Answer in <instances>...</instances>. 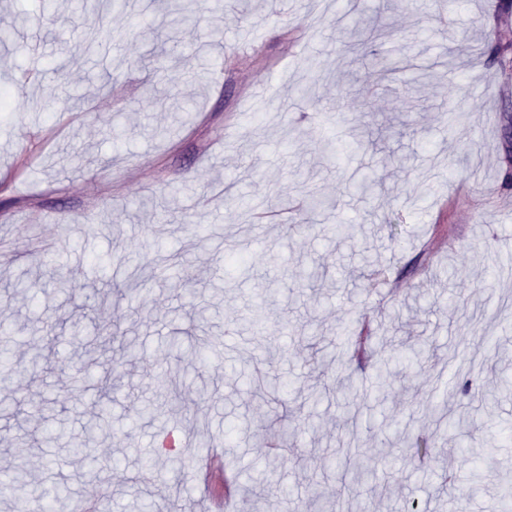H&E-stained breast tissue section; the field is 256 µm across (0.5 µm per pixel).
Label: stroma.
<instances>
[{"instance_id": "35a3bbf8", "label": "stroma", "mask_w": 512, "mask_h": 512, "mask_svg": "<svg viewBox=\"0 0 512 512\" xmlns=\"http://www.w3.org/2000/svg\"><path fill=\"white\" fill-rule=\"evenodd\" d=\"M177 2L195 8V27L176 23ZM223 2L56 0L59 16L37 27L19 18L40 0H0V89L12 98L0 111V325L12 357L0 368V475L25 453L32 480L66 484L56 512L89 495L99 512L209 495L226 512H296L312 488L336 496L318 461L336 456L350 380L388 428L358 448L389 460L370 512L412 499L420 512H494L512 486V393L487 403L453 387L512 378V192L500 188L512 165V8L367 0L380 9L378 50L408 56L404 73L383 77L346 49L351 0ZM319 61L327 81L296 101ZM326 135L364 146L329 161ZM299 167L332 204L309 235L297 230ZM366 173L379 182L368 201L355 186ZM313 264L326 277L309 287ZM136 268L137 289L123 292ZM257 296L259 331L245 320ZM200 312L206 353L169 350ZM366 325L374 341L358 362L347 347ZM415 347L419 362L377 379ZM106 368L112 394L98 411ZM258 373L295 390L262 403ZM442 405L476 430L448 432L414 471L409 438L431 434ZM93 419L89 466L70 446ZM173 429L187 447H164ZM218 449L225 478L202 481L199 461ZM264 466L289 496L248 493Z\"/></svg>"}]
</instances>
